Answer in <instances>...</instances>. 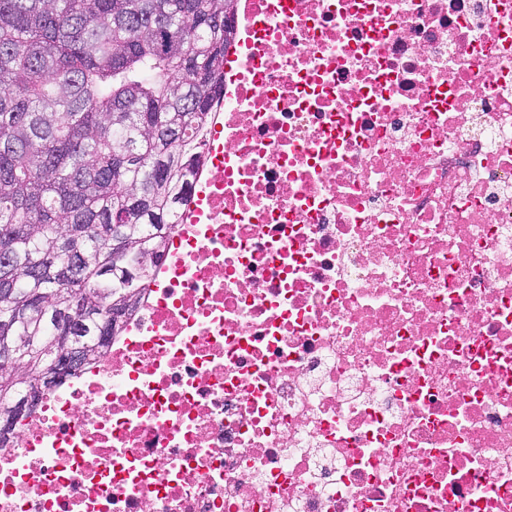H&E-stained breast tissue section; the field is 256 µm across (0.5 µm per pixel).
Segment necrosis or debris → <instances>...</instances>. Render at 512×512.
Listing matches in <instances>:
<instances>
[{
	"label": "necrosis or debris",
	"mask_w": 512,
	"mask_h": 512,
	"mask_svg": "<svg viewBox=\"0 0 512 512\" xmlns=\"http://www.w3.org/2000/svg\"><path fill=\"white\" fill-rule=\"evenodd\" d=\"M152 282L0 512H512V0H249Z\"/></svg>",
	"instance_id": "4bbe7bcc"
}]
</instances>
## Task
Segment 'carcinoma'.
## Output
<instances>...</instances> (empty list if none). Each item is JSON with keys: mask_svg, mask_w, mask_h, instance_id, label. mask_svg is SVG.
Wrapping results in <instances>:
<instances>
[{"mask_svg": "<svg viewBox=\"0 0 512 512\" xmlns=\"http://www.w3.org/2000/svg\"><path fill=\"white\" fill-rule=\"evenodd\" d=\"M230 2L0 0V441L69 337L90 364L149 288L224 94Z\"/></svg>", "mask_w": 512, "mask_h": 512, "instance_id": "carcinoma-1", "label": "carcinoma"}]
</instances>
